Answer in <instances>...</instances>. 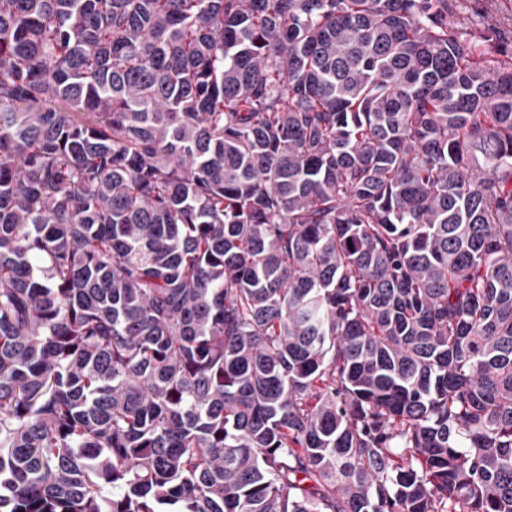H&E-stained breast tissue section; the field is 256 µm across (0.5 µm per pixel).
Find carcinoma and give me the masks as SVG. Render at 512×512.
Here are the masks:
<instances>
[{"mask_svg": "<svg viewBox=\"0 0 512 512\" xmlns=\"http://www.w3.org/2000/svg\"><path fill=\"white\" fill-rule=\"evenodd\" d=\"M454 0H0V512H512V51Z\"/></svg>", "mask_w": 512, "mask_h": 512, "instance_id": "carcinoma-1", "label": "carcinoma"}]
</instances>
